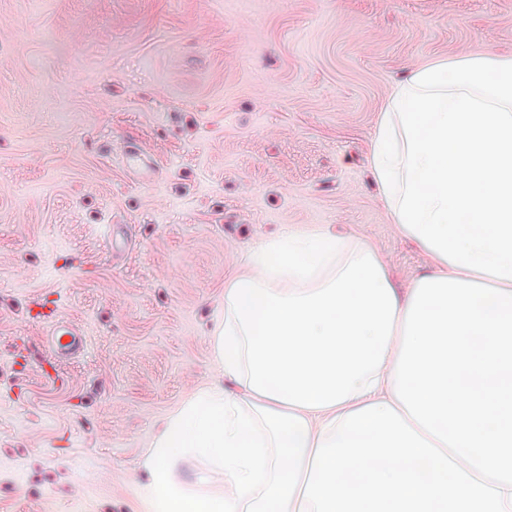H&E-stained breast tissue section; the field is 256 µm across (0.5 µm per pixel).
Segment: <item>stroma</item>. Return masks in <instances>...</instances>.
I'll list each match as a JSON object with an SVG mask.
<instances>
[{"label": "stroma", "instance_id": "stroma-1", "mask_svg": "<svg viewBox=\"0 0 512 512\" xmlns=\"http://www.w3.org/2000/svg\"><path fill=\"white\" fill-rule=\"evenodd\" d=\"M490 53L512 0H0V512H147L254 245L324 226L424 271L370 141L411 69Z\"/></svg>", "mask_w": 512, "mask_h": 512}]
</instances>
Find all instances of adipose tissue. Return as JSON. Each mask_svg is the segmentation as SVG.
Instances as JSON below:
<instances>
[{
    "mask_svg": "<svg viewBox=\"0 0 512 512\" xmlns=\"http://www.w3.org/2000/svg\"><path fill=\"white\" fill-rule=\"evenodd\" d=\"M370 157L430 271L396 287L326 227L255 245L210 336L219 380L141 462L149 512H512V57L410 71Z\"/></svg>",
    "mask_w": 512,
    "mask_h": 512,
    "instance_id": "ef3b65f1",
    "label": "adipose tissue"
}]
</instances>
